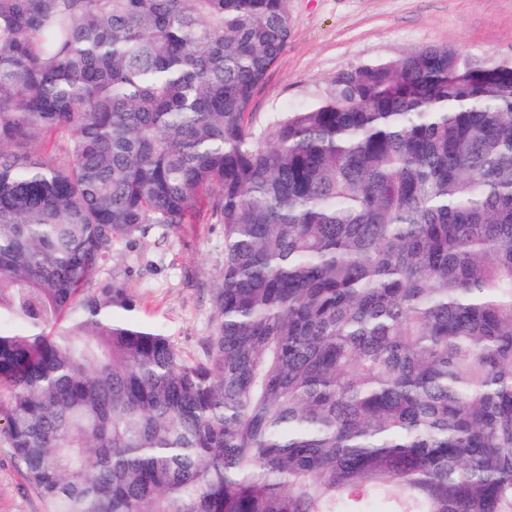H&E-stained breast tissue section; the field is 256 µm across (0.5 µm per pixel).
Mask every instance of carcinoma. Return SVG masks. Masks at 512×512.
<instances>
[{
	"label": "carcinoma",
	"mask_w": 512,
	"mask_h": 512,
	"mask_svg": "<svg viewBox=\"0 0 512 512\" xmlns=\"http://www.w3.org/2000/svg\"><path fill=\"white\" fill-rule=\"evenodd\" d=\"M289 38L288 0H0V440L47 512H512V63L366 60L260 125ZM204 207L185 355L101 275Z\"/></svg>",
	"instance_id": "carcinoma-1"
}]
</instances>
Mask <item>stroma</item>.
<instances>
[{
	"instance_id": "35a3bbf8",
	"label": "stroma",
	"mask_w": 512,
	"mask_h": 512,
	"mask_svg": "<svg viewBox=\"0 0 512 512\" xmlns=\"http://www.w3.org/2000/svg\"><path fill=\"white\" fill-rule=\"evenodd\" d=\"M288 45L250 105L266 121L308 103L347 66L446 46L475 63L512 59V0H289ZM105 276L125 282L137 316L161 327L185 353H198L214 317L224 272V228L207 212L156 226L118 245ZM0 512H44L12 450L0 443Z\"/></svg>"
}]
</instances>
